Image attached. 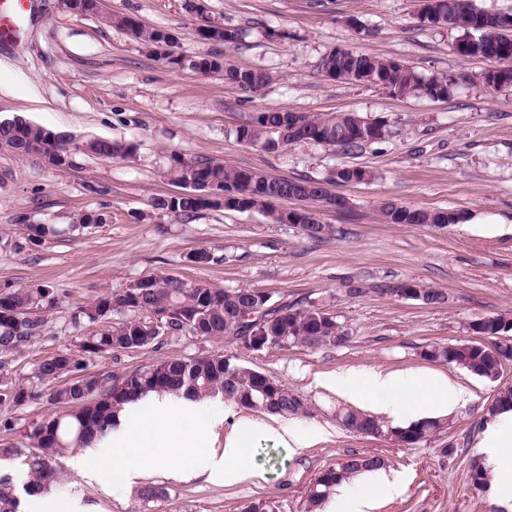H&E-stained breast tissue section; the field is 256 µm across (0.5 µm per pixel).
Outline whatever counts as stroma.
<instances>
[{"label":"stroma","mask_w":512,"mask_h":512,"mask_svg":"<svg viewBox=\"0 0 512 512\" xmlns=\"http://www.w3.org/2000/svg\"><path fill=\"white\" fill-rule=\"evenodd\" d=\"M189 0H102L98 15L76 16L62 0H36L22 29L0 41V117L15 115L71 135L131 144L124 157L73 152L57 170L44 160L0 149V287L44 283L59 302L45 312L33 342L0 352V375L31 377L46 356L77 350L97 330L75 321L79 308L144 278L167 276L215 290L246 288L272 302L318 308L336 320L342 340L309 347L301 343L259 350L226 337L161 333L153 344L88 359L91 372L122 374L169 357L221 354L284 384L307 405L303 415L282 417L234 403L212 427L207 447L222 450L224 437L244 418L272 426L297 425L323 438L298 451L271 440L249 450L251 479L221 485L148 470L134 483L73 469L79 448L56 456L59 483L32 496L24 487L34 454L26 434L55 409L44 402L0 403V443L17 453L0 460L12 481L19 512H305L309 485L349 455L385 459L387 477L403 490L388 495L369 473L356 476L376 500L373 512H512V501L492 486L475 489L470 467L492 417L487 409L500 385L512 383V366L498 380L423 357L430 345L471 339L476 320L512 315V86L490 88L480 79L492 61L464 59L453 47L460 32L422 22V0H200L206 17L241 29L234 44L200 42L199 15ZM135 18L143 26L176 34L173 56L186 60L217 54L240 68L270 72L274 80L248 93L223 73L177 67L151 51L108 15ZM349 49L403 62L417 73H442L455 81L445 101L402 98L380 88L328 80L322 60ZM287 109L313 114L353 113L380 120L383 139L357 152L313 142L276 153L237 141L236 127L252 113ZM207 157L239 168H257L282 179L300 176L324 183L349 199L346 210L318 207L330 226L320 239L289 224L269 223L258 210L210 208L192 216L158 209V199L181 192L173 168ZM346 166L371 168L374 179L336 184ZM394 200L428 210L464 214L462 223L382 224L380 204ZM103 214L105 224L78 229L83 214ZM29 224L56 227L33 244ZM204 249L209 264L192 261ZM413 280L441 292L442 303L379 294L375 285ZM363 289L360 297L350 296ZM383 368L431 372L448 378L463 401L443 414V429L404 446L390 436L355 435L339 413L367 412L366 402L347 400L327 388L340 370ZM151 485L162 494L140 497Z\"/></svg>","instance_id":"obj_1"}]
</instances>
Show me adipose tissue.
Here are the masks:
<instances>
[{"label":"adipose tissue","instance_id":"ef3b65f1","mask_svg":"<svg viewBox=\"0 0 512 512\" xmlns=\"http://www.w3.org/2000/svg\"><path fill=\"white\" fill-rule=\"evenodd\" d=\"M326 383L352 399L371 394L372 405L401 422L424 411L450 410L462 397L447 379L380 368L339 371L331 374ZM203 409L202 403L177 394H148L127 405L108 437L95 444L91 456L76 459L73 467L78 471L91 466L109 470L127 482L152 467H179L180 446L187 436L201 438L207 433L203 426L191 432L186 429L187 422L199 417ZM257 437L274 439L295 451L308 447L316 433L292 425L274 427L243 421L225 435L222 451H200L189 468L190 475L224 484L251 477L247 450ZM480 453L495 473L497 496L512 499V411L499 413L489 424Z\"/></svg>","mask_w":512,"mask_h":512}]
</instances>
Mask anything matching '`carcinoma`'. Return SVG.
I'll return each mask as SVG.
<instances>
[{
  "label": "carcinoma",
  "mask_w": 512,
  "mask_h": 512,
  "mask_svg": "<svg viewBox=\"0 0 512 512\" xmlns=\"http://www.w3.org/2000/svg\"><path fill=\"white\" fill-rule=\"evenodd\" d=\"M441 24L463 32L462 40L469 42V58H482L503 63L499 71L505 75L504 85H512V27L505 23L512 15L491 14L476 9L472 0H439L435 3ZM66 9L75 15L96 14L101 8L99 0H65ZM109 22L117 27L132 25L133 36L152 44L167 36L164 29H148L136 19L113 15ZM478 36H473V33ZM242 33L238 29L223 28L200 35V40L212 39L224 44L238 42ZM192 69L224 73V80L240 88H263L272 76L262 70L241 69L226 62L218 55H199L189 62ZM324 70H340L352 75L350 83L379 87L402 97H426L444 100L450 96L448 76L432 75L427 79L412 68L395 59L382 58L356 51H337L322 61ZM303 122V129L310 135L322 137L326 145L346 152L356 151L369 144L351 132L354 124L348 113L334 115H308L288 110L263 112L254 122L235 129L236 139L267 150L269 138L284 136V141H296L293 123ZM0 140L11 151L38 156L48 165L58 169L71 162L59 158L62 150L55 141V132L26 122L0 127ZM76 149L91 155L121 157L128 154L130 146L110 140L89 138L76 145ZM176 180L187 177L202 182H214L226 192L238 189L247 180L254 185L248 201L251 208L264 212L273 224H288L290 218L282 208L268 203L274 195L288 193L291 189H306L309 179L276 180L259 169H229L224 163L200 158L190 162L177 161ZM375 178L374 172L365 167H344L336 171V179L347 183L366 182ZM157 208L178 215H193L200 210L221 206V201L201 196L163 198ZM379 219L387 224H435L438 216L430 210L409 206L383 205L378 210ZM56 297L47 284H29L21 288L0 291V350L10 351L36 339L45 325L43 311L52 307ZM255 302L250 291L234 289L217 291L204 285L190 286L170 277H152L140 281L136 288H126L99 297L83 307L74 320L96 322L116 312L127 315L121 322L106 325L96 334L79 343V351H62L43 359L36 374L24 382H10L9 401L16 406L46 400L58 409L47 421L33 427L26 438L39 455L30 464L32 479L25 492L38 495L50 488L55 475L49 459L63 454L75 446L87 447L97 438L106 436L113 420L123 408L150 393L192 394L197 399L224 396L236 404L254 399L268 401V413L288 416L305 412V403L280 382L266 374L237 364L222 355H197L172 357L144 366L122 375L84 372L85 359L101 353L143 348L154 342L156 336L150 320L143 314L164 313L169 328L175 332L187 331L202 338L232 336L239 339L248 334L256 336L286 337L289 342H300L310 347L335 344L342 341L338 325L329 314L315 308H295L287 303L273 308L263 316V322L250 320ZM431 361L446 362L462 367L481 377L498 376V361L492 350H483L472 343L451 346L432 345L423 352ZM344 428L357 435H371L382 425L372 416L346 410L341 414ZM439 428V421L424 420L400 428L403 441L416 444ZM385 465L380 456L353 455L334 468L320 473L307 493L306 512H317L320 504L341 482L362 471L376 470ZM17 496L6 477H0V512H16Z\"/></svg>",
  "instance_id": "cac0c4a2"
}]
</instances>
